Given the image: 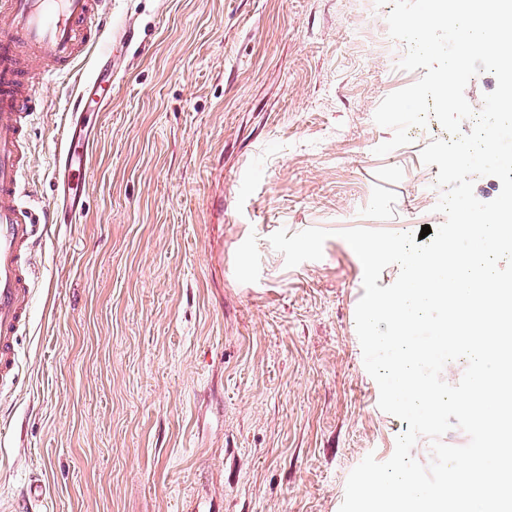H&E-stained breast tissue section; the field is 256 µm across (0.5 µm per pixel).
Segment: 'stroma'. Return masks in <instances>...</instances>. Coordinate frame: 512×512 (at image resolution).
I'll return each instance as SVG.
<instances>
[{"label":"stroma","instance_id":"35a3bbf8","mask_svg":"<svg viewBox=\"0 0 512 512\" xmlns=\"http://www.w3.org/2000/svg\"><path fill=\"white\" fill-rule=\"evenodd\" d=\"M375 0H112L141 48L90 112L81 223L34 247L16 389L0 392V507L41 512H339L388 460L355 325L363 266L336 232L440 226L429 121L379 156L374 114L418 81L375 48ZM77 85L38 87L28 187L56 196ZM330 230L287 267L269 238Z\"/></svg>","mask_w":512,"mask_h":512}]
</instances>
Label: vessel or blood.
I'll return each mask as SVG.
<instances>
[{"label": "vessel or blood", "mask_w": 512, "mask_h": 512, "mask_svg": "<svg viewBox=\"0 0 512 512\" xmlns=\"http://www.w3.org/2000/svg\"><path fill=\"white\" fill-rule=\"evenodd\" d=\"M133 27L114 28L112 0H0V389L19 374V339L34 299L31 254L55 214L24 197L29 126L35 88L68 77L99 43H131ZM119 66L93 69L80 79L54 154L55 181L80 179L89 168L83 113L105 109Z\"/></svg>", "instance_id": "1"}]
</instances>
